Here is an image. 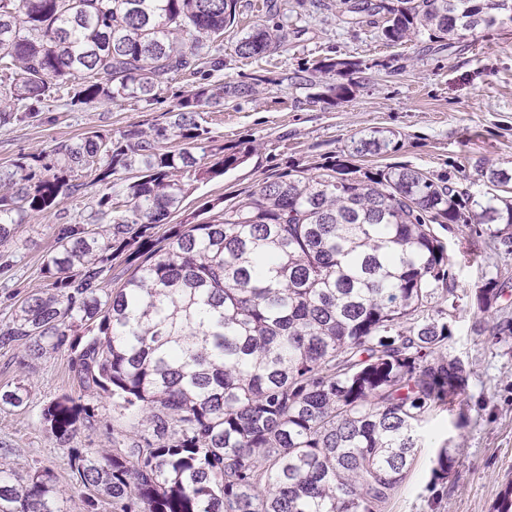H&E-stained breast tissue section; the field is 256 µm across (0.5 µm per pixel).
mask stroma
<instances>
[{
  "instance_id": "1",
  "label": "stroma",
  "mask_w": 512,
  "mask_h": 512,
  "mask_svg": "<svg viewBox=\"0 0 512 512\" xmlns=\"http://www.w3.org/2000/svg\"><path fill=\"white\" fill-rule=\"evenodd\" d=\"M278 2L284 18L299 27V36L259 60L237 56V41L265 20L262 0H239L236 19L224 30V68L215 74L226 81L261 74L271 77V84L222 111L201 115L212 147L248 142L255 151L224 176L194 182L172 223L190 214L200 222L210 220L270 176L290 169L310 174L331 160L364 169L409 166L446 177L474 194L485 189L482 169L512 168L511 23L492 27L478 39H462L448 51L425 34L389 45L379 38L377 25L344 24L335 11H313L309 0ZM326 55L364 66L355 76L352 97L333 106L306 101L288 80L302 63ZM194 83L187 75L175 77L162 91L161 103L151 107L133 100L93 108L71 105L66 98L48 101L34 117L0 124V168L11 167L22 154L52 155L58 145L91 132L112 134L164 123L165 109ZM376 130L394 133L393 150L348 156L351 137ZM93 178V172L82 171L75 194L61 199L51 213L27 217L13 241L0 247L12 263L0 273V322L41 288L42 261L55 245L59 225L83 222L95 207L101 188ZM443 239L460 295H472L495 273L512 274V252L486 249L474 230L456 229ZM472 323L470 310L461 311L449 342L451 353L472 370L464 396L470 423L458 426L456 413L449 411L427 419L412 469L385 512H492L500 490L512 481V336L495 343L475 335ZM18 385L27 391L25 405H0V464L20 477L52 468L64 512H85L68 449L111 447L113 430L128 429L130 415L113 410L111 400H98L94 428L78 431L66 447L49 437L42 412L61 395L83 393L71 370L70 352L31 359L20 348L0 349V388ZM442 447L457 463L434 493L427 484L431 461Z\"/></svg>"
}]
</instances>
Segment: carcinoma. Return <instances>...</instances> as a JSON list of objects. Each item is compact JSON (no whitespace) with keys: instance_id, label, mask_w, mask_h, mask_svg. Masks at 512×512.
<instances>
[{"instance_id":"obj_1","label":"carcinoma","mask_w":512,"mask_h":512,"mask_svg":"<svg viewBox=\"0 0 512 512\" xmlns=\"http://www.w3.org/2000/svg\"><path fill=\"white\" fill-rule=\"evenodd\" d=\"M238 0H0V123L31 116L72 78V103L135 100L152 105L175 74L200 76L151 130L98 132L23 154L0 171V245L31 214L49 212L94 171L106 192L83 224L58 229L43 289L0 323V347L33 359L62 349L81 387L138 418L112 435V449L73 448L72 473L87 512H384L412 467L419 429L439 409L463 404L471 369L448 352L456 286L437 228L479 226L488 248L512 245V200L462 195L448 181L407 166L359 171L329 162L321 172L268 178L208 222L171 224L189 181L243 164L248 147L209 159L197 117L247 98L271 79L208 82L224 67V28ZM348 24L382 18L379 37L401 45L422 33L448 47L498 22L512 0H336ZM273 25L234 48L262 58L288 45ZM362 63L323 57L288 76L312 101L352 92ZM186 147L168 150L164 142ZM392 136L353 138L352 157L389 151ZM201 150L196 155L194 150ZM495 188L504 169L482 171ZM107 224L106 234L93 229ZM168 225L156 238V228ZM132 275L103 288L112 261ZM499 281L472 298L475 331L512 335L493 315ZM26 390H0L20 407ZM49 434L69 442L94 409L63 395L42 413ZM455 465L432 460L429 488ZM0 512H61L54 471L27 479L0 470Z\"/></svg>"}]
</instances>
